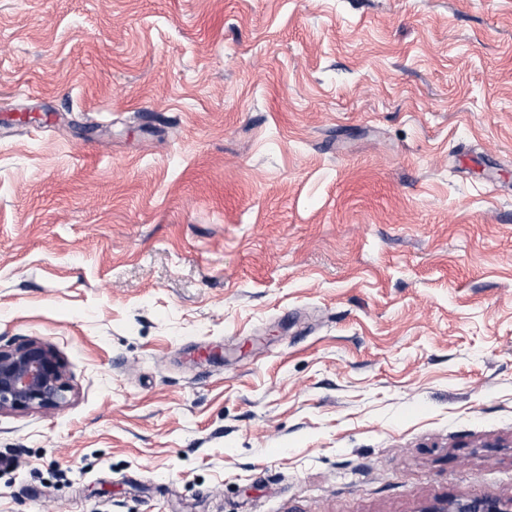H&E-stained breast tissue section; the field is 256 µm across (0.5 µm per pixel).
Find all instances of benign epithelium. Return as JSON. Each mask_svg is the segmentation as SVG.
Masks as SVG:
<instances>
[{"instance_id":"obj_1","label":"benign epithelium","mask_w":512,"mask_h":512,"mask_svg":"<svg viewBox=\"0 0 512 512\" xmlns=\"http://www.w3.org/2000/svg\"><path fill=\"white\" fill-rule=\"evenodd\" d=\"M71 384L50 345L32 339L17 347L0 346V413L34 408L57 409L67 402ZM420 512H512V498H452Z\"/></svg>"}]
</instances>
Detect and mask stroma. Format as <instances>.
Wrapping results in <instances>:
<instances>
[{"label":"stroma","mask_w":512,"mask_h":512,"mask_svg":"<svg viewBox=\"0 0 512 512\" xmlns=\"http://www.w3.org/2000/svg\"><path fill=\"white\" fill-rule=\"evenodd\" d=\"M0 512L512 497V0H0ZM71 388L50 345L32 339L17 347L0 346V413L60 408Z\"/></svg>","instance_id":"1"}]
</instances>
